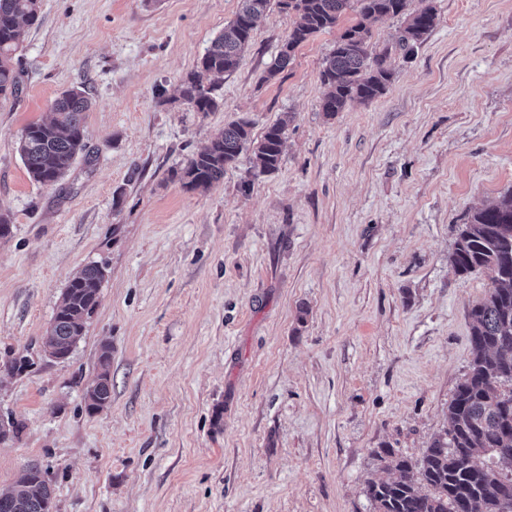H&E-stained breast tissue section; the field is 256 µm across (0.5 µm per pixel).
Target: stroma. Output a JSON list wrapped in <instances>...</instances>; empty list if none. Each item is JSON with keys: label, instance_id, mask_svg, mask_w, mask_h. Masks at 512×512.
Listing matches in <instances>:
<instances>
[{"label": "stroma", "instance_id": "obj_1", "mask_svg": "<svg viewBox=\"0 0 512 512\" xmlns=\"http://www.w3.org/2000/svg\"><path fill=\"white\" fill-rule=\"evenodd\" d=\"M433 3L388 90L330 118L320 71L357 8L271 79L290 30L271 6L204 114L181 86L239 0H40L0 100V419L22 426L0 494L36 462L53 512H371L377 451L416 459L447 429L492 287L448 257L512 190V0ZM73 87L93 102L87 154L35 183L19 139ZM242 115L256 138L288 119L278 170L248 177L244 153L185 190L173 170ZM91 263L98 305L50 359L41 339ZM105 345L112 400L91 415Z\"/></svg>", "mask_w": 512, "mask_h": 512}]
</instances>
